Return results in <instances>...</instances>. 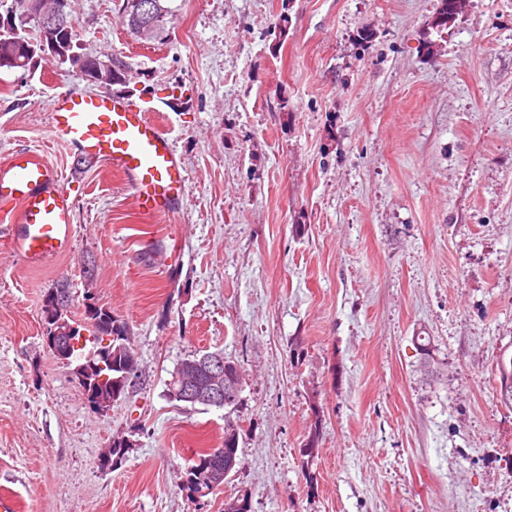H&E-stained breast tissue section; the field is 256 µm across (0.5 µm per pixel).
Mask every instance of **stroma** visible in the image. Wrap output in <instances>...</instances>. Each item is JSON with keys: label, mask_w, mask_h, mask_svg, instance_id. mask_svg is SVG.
<instances>
[{"label": "stroma", "mask_w": 512, "mask_h": 512, "mask_svg": "<svg viewBox=\"0 0 512 512\" xmlns=\"http://www.w3.org/2000/svg\"><path fill=\"white\" fill-rule=\"evenodd\" d=\"M150 41L115 0H71L83 51L162 111L187 206L141 213L105 162L48 136L57 95L102 94L49 57L0 70V162L38 150L75 200L65 256L0 235V492L20 512H512V0H164ZM128 323L141 383L89 410L43 338L85 269ZM431 339L437 381L420 372ZM237 361L235 407L169 401L182 360ZM241 463L191 500L195 452ZM134 432L112 465L101 453ZM315 448H307L308 439ZM70 288L67 285V283L59 282L54 286L53 288H49L47 292L43 296L42 301V307H41V314L43 317V320L46 324L50 325L53 323V320H48L46 322V319L50 317L51 314L56 312V301H57V307L60 313V316L57 317L58 322L56 326H59L56 330H54V333L59 336H47L46 337V344L50 349L57 350V343L61 342V344L66 341L67 346L72 344H77L76 340L74 339V336H68L75 334V326H70L67 323V319L65 318L66 313L63 312V307L66 306V298L61 299L65 294H69L70 301L71 302V295H70ZM61 299V300H60ZM60 335H66V336H60Z\"/></svg>", "instance_id": "obj_1"}]
</instances>
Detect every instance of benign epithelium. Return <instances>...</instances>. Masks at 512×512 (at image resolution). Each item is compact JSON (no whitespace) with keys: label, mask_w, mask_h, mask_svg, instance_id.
Returning a JSON list of instances; mask_svg holds the SVG:
<instances>
[{"label":"benign epithelium","mask_w":512,"mask_h":512,"mask_svg":"<svg viewBox=\"0 0 512 512\" xmlns=\"http://www.w3.org/2000/svg\"><path fill=\"white\" fill-rule=\"evenodd\" d=\"M68 0H33L31 2V16L41 21L43 32L41 40L20 41L16 45L0 51V68L11 69L23 63L21 57H29L36 49L66 53V49L72 46L74 40L73 29L66 22ZM76 69L88 81L101 87H109L115 79L112 67V59H103L97 54H84L76 66ZM66 299L57 301L60 316H58L57 329L53 336L46 337V344L50 349H57V343L64 342L68 345L76 343L73 337L74 327L67 323L66 313L63 307ZM226 359L223 354L213 353L201 359L200 367L205 374V380L200 382L185 375L174 378L172 397L181 401L203 403L206 405H229L234 402L242 392L240 381L224 376ZM500 389L504 398L512 396V357L503 358L499 363Z\"/></svg>","instance_id":"7a95c632"}]
</instances>
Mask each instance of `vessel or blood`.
Masks as SVG:
<instances>
[{
    "mask_svg": "<svg viewBox=\"0 0 512 512\" xmlns=\"http://www.w3.org/2000/svg\"><path fill=\"white\" fill-rule=\"evenodd\" d=\"M151 110L121 93L57 96L49 135L119 172L143 213L170 215L187 203L188 175ZM0 212L9 218L0 231L29 267L48 266L67 251L73 202L58 171L39 153L19 151L0 164Z\"/></svg>",
    "mask_w": 512,
    "mask_h": 512,
    "instance_id": "vessel-or-blood-1",
    "label": "vessel or blood"
}]
</instances>
